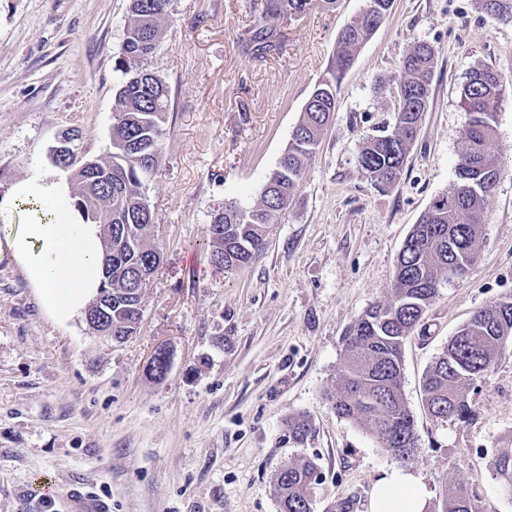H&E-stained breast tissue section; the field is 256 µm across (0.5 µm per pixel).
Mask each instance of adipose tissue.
I'll list each match as a JSON object with an SVG mask.
<instances>
[{
    "instance_id": "1",
    "label": "adipose tissue",
    "mask_w": 512,
    "mask_h": 512,
    "mask_svg": "<svg viewBox=\"0 0 512 512\" xmlns=\"http://www.w3.org/2000/svg\"><path fill=\"white\" fill-rule=\"evenodd\" d=\"M23 201L48 204L50 213L13 227L5 246L49 316L67 323L83 314L97 296L102 279L100 228L81 219L62 183L41 178L22 181L0 198V212ZM426 498L417 476L394 468L376 479L370 512H423Z\"/></svg>"
}]
</instances>
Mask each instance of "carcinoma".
I'll list each match as a JSON object with an SVG mask.
<instances>
[{
	"label": "carcinoma",
	"mask_w": 512,
	"mask_h": 512,
	"mask_svg": "<svg viewBox=\"0 0 512 512\" xmlns=\"http://www.w3.org/2000/svg\"><path fill=\"white\" fill-rule=\"evenodd\" d=\"M362 11L338 34L333 80L319 84L306 102L279 165L267 179L259 200L246 208L226 204L208 225L210 263L226 271L249 265L264 245L270 225L278 223L298 191L306 162L316 152L336 112V90L353 52L384 23L390 0H368ZM481 8L512 23V0H479ZM336 0H264L258 23L244 39L263 51H277L286 39L288 20L314 6L327 9ZM170 0H130L124 52L115 69L123 75L116 93L111 148L105 157L73 154L58 165L72 171L73 206L85 221L95 217L104 247L103 282L98 297L107 301L103 321L112 338L126 341L139 329L142 296L133 285L137 273L154 262L155 217L143 191L156 172L163 153V127L169 111L164 81L144 67L154 52ZM437 52L426 43L413 44L402 60L398 104L393 130L364 141L357 162L374 185L391 186L408 158L427 110ZM506 91L504 78L477 65L466 76L461 103L469 114L462 152L455 168L456 182L433 198L398 256L391 300L364 312L347 334V355L335 392L327 394L336 412L374 435L403 466L415 457L414 421L401 389V347L417 330L439 296L444 283L462 276L477 258L482 217L502 167L488 151L497 132V114ZM512 343V299L473 313L459 327L448 348L423 376L428 414L436 419L469 421L475 411L467 390L484 379L498 353ZM311 431L306 415L288 419V432L303 442ZM491 469L505 494L512 496V447L499 448ZM317 464L298 457L274 474L272 484L279 512H313L311 489ZM441 512H486L469 484L457 480L445 490Z\"/></svg>",
	"instance_id": "carcinoma-1"
}]
</instances>
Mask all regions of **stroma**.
<instances>
[{
  "label": "stroma",
  "instance_id": "35a3bbf8",
  "mask_svg": "<svg viewBox=\"0 0 512 512\" xmlns=\"http://www.w3.org/2000/svg\"><path fill=\"white\" fill-rule=\"evenodd\" d=\"M366 3L337 0L291 19L276 54L241 40L261 0H171L146 63L166 83L170 111L144 188L162 262L136 336L112 343L83 317L55 322L0 253V512H59L53 498L78 481L110 497L112 512H278L272 478L303 455L319 467L314 512H369L376 479L397 461L326 395L348 327L389 301L407 235L456 181L469 70L486 65L512 81V25L478 0H395L354 52L298 192L255 260L225 273L209 262L207 236L218 207L258 201L309 95L330 77L339 31ZM128 17L129 0H0V197L34 177L71 184L51 159L69 129L85 156L107 154ZM417 42L437 51L428 109L398 180L380 188L358 166V148L394 126L401 62ZM497 122L488 150L505 171L482 250L403 347L419 445L409 469L427 490L425 512H440L459 478L487 512H512L488 466L512 446V345L470 389L473 420L432 418L421 387L458 327L512 296L511 98ZM162 344L173 363L156 381L146 365ZM298 413L312 421L301 443L286 425Z\"/></svg>",
  "mask_w": 512,
  "mask_h": 512
}]
</instances>
